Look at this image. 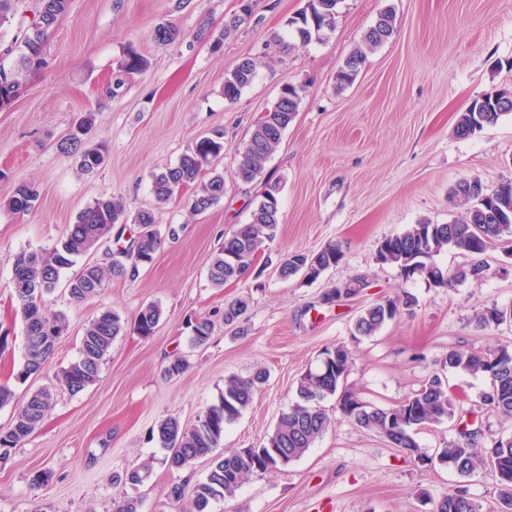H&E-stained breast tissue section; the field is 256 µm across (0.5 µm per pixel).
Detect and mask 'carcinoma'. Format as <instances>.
Instances as JSON below:
<instances>
[{"label": "carcinoma", "mask_w": 512, "mask_h": 512, "mask_svg": "<svg viewBox=\"0 0 512 512\" xmlns=\"http://www.w3.org/2000/svg\"><path fill=\"white\" fill-rule=\"evenodd\" d=\"M338 0H307L306 7L288 20L293 41L288 49L304 47L312 42L324 43L335 28ZM70 0H37L34 19L14 38L19 56L9 67L0 62V109L9 108L15 101L21 85L45 63L44 53L49 31L68 12ZM378 25L370 26L361 42L347 55L336 74V85L342 88L351 84L368 59V54L387 42L396 32V14L387 7L378 15ZM240 24L236 18L224 22L219 34L201 28L198 39H209L215 50L221 49L224 40L237 32ZM179 29L171 23H161L153 31V40L167 45L179 39ZM149 66L143 54L130 49L123 54L108 92L116 93L124 86V76L139 73ZM256 63L245 57L224 77V98L239 99L243 90L253 82ZM501 97L495 103L478 105L473 100L462 112L456 124V134L461 138L475 132V113H482L483 123L497 121L512 113V89H500ZM304 95V87L286 86L274 107L266 112L252 128L250 137L239 152L235 174L251 182L260 177L265 162L279 148L283 134L296 118ZM92 115L87 113L71 128L60 144L64 153L79 155L80 171L94 174L105 163L106 148L102 144H89L87 135L92 125ZM224 153V131L216 129L201 135L187 147L178 162L151 175V191L155 199L163 202L175 191L196 186L191 208L203 213L224 199V172L217 163ZM210 177L201 179L204 171ZM277 183L264 182L261 199L252 209L250 219L240 224L231 235L224 237L218 252L210 258L208 276L217 288L224 287L247 274L254 266L264 244L275 239L280 224V209L271 208L270 202L279 198ZM36 191L25 184L0 202V210L24 214L34 207ZM450 202L466 207L462 218L452 224H414L401 234H396L377 247L376 260L398 268L405 278L420 277L435 288H448L455 281L468 278L481 279L487 270L483 255L496 242L512 237V183H505L493 192V200L480 209L471 201L452 191ZM125 208L121 201L109 196L95 199L85 207L77 221L69 225L65 236L50 251H20L11 258L10 287L19 304L25 333L23 363L17 379L41 373L54 354L58 339L66 329L62 313L47 310L44 297L60 283L64 270L73 267L77 260L93 252L104 239L120 241L126 230ZM132 223L138 225L137 236L118 254L112 249V262L103 267L96 262L84 263L79 272L69 280L67 290L70 300L83 303L100 294L106 279L130 278L139 268L150 264L162 242L154 214L149 209L136 212ZM453 250L468 259L451 273L436 261L440 254ZM344 257L341 246L329 243L315 253L293 251L279 264L283 279L300 273V264L315 259L322 267L339 264ZM414 303L413 297L396 296L376 301L366 307L352 325L355 340L377 335L387 324L401 315V309ZM249 308L245 299H237L224 307V323L239 324ZM162 316L161 308L150 303L143 306L134 320V329L143 337L153 335ZM483 328H498L512 323V315L496 305L477 316ZM192 342L197 346L207 343L213 324L207 318H197L191 323ZM125 332L121 316L104 309L86 326L81 339L79 357L65 368L58 383L76 395L93 384L99 375L112 342ZM353 363V352L345 343H336L321 352L319 364L305 371L297 381L295 403L281 414L273 431L258 448H242L217 452L224 441L226 426L237 421L253 403L258 388L265 382L263 369L245 378L230 377L224 381V393L218 403L210 406L194 425H184L174 416L163 419L151 432V439L168 451L165 463L177 471L190 469L195 461L210 460L206 476L192 487L189 503L182 512H209L212 502L235 494L241 484L254 474H273L283 467L280 458L292 462L301 458L331 427L332 420L322 406L329 396L339 395L338 405L344 417L363 430L380 436L394 448L407 450L417 460L439 459L461 477H469L489 465L494 470L499 485V512H512V437L500 438L491 445L478 444V432L461 431L467 440L451 441L448 447L438 449L430 457L416 442L417 430L440 424L455 416L457 407L448 395L447 373L459 371L472 376H485L490 380L489 389L482 392L481 403L505 419L512 418V342H500L492 349L451 350L439 361L440 368L433 371L421 387L399 405L381 409L363 401L355 392L343 388ZM56 387L45 385L14 409L12 422L5 432H0V451L10 458L12 450L24 443L39 426L55 399ZM433 512H482V507L466 491L453 488L444 493Z\"/></svg>", "instance_id": "cac0c4a2"}]
</instances>
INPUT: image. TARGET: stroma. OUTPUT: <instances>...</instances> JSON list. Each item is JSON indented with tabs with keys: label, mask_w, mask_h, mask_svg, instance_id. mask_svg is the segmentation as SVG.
<instances>
[{
	"label": "stroma",
	"mask_w": 512,
	"mask_h": 512,
	"mask_svg": "<svg viewBox=\"0 0 512 512\" xmlns=\"http://www.w3.org/2000/svg\"><path fill=\"white\" fill-rule=\"evenodd\" d=\"M306 0H254V23L225 39L221 50L197 39L201 26L219 31L238 0H71L48 37L43 67L23 84L13 106L0 111V198L15 186H34L37 200L25 214L0 211V384L14 404L0 409L9 427L14 405L35 389L55 383L75 361L84 328L100 309L133 321L146 304L160 306L152 336L134 330L116 338L95 383L77 395L58 390L37 430L0 463V512H113V504L137 498L142 512H176L171 486L205 477L207 462L191 473L174 471L166 452L150 439L152 428L175 416L194 423L216 403L231 376L265 369L267 380L253 404L224 431V449L263 444L295 400L298 378L315 367L320 352L344 342L354 363L345 386L380 408L399 404L418 390L451 349L484 350L512 328H481L476 315L512 306V250L488 251L479 281L434 288L404 279L376 260L379 243L411 225L447 224L461 214L448 193L475 177L487 190L512 181V114L468 138L457 136L460 113L476 97L512 88V0H340L336 28L324 43L275 53L274 34L288 35L287 21ZM393 7L397 32L368 57L353 84L337 89L335 75L379 12ZM174 23L181 42L153 41L155 27ZM145 55L147 70L128 75L116 95L105 89L127 49ZM244 57L256 76L241 97H224V75ZM301 85L299 112L267 160L263 177L245 183L234 160L255 122L286 84ZM90 112L93 142L107 157L95 174H82L75 155L60 144L78 115ZM224 132L226 192L222 202L195 215L193 188L156 203L151 172L177 163L200 135ZM279 182L280 224L245 278L214 287L207 261L226 235L247 223L264 180ZM123 201L128 214L150 208L158 227L176 225L150 265L134 279L111 278L101 293L72 303L65 285L48 296L49 309L65 314L67 327L48 369L21 381L24 325L12 295L11 257L51 249L96 198ZM340 243L343 260L312 283L280 279L285 253L315 252ZM365 277L368 285L335 303L333 287ZM406 292L415 303L377 336L352 340L351 327L367 305ZM250 301L244 332L221 323L226 303ZM217 316L208 342L191 343L189 320ZM186 357L183 374L166 379L163 368ZM488 379L448 375V394L464 412L418 431L428 454L478 430L482 443L512 435V423L480 409ZM323 407L330 429L302 458L274 475L250 477L235 495L215 501L211 512H433L438 498L462 485L483 512L500 505L492 472L462 478L440 464L422 465L345 418L336 397ZM151 461L144 484L118 483L128 468ZM39 470L47 483L30 484Z\"/></svg>",
	"instance_id": "35a3bbf8"
}]
</instances>
